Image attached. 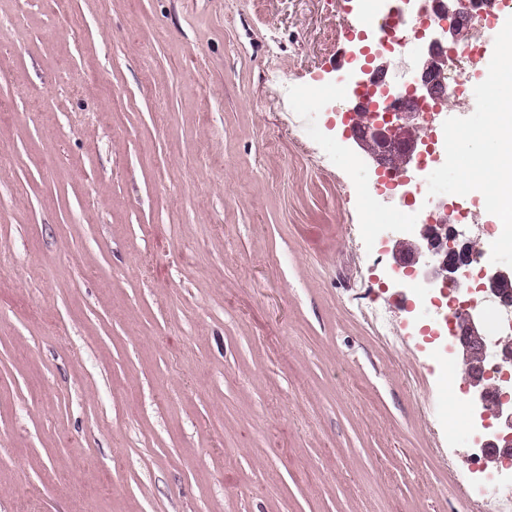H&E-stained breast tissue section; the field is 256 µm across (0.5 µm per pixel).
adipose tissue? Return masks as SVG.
<instances>
[{"label":"adipose tissue","instance_id":"1","mask_svg":"<svg viewBox=\"0 0 512 512\" xmlns=\"http://www.w3.org/2000/svg\"><path fill=\"white\" fill-rule=\"evenodd\" d=\"M493 131L491 139L472 137L462 132L458 140L479 162L480 174L469 183L488 206L493 207L499 221L494 226L496 242L512 245V99L501 102L489 113Z\"/></svg>","mask_w":512,"mask_h":512}]
</instances>
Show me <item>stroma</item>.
<instances>
[{
    "label": "stroma",
    "instance_id": "stroma-1",
    "mask_svg": "<svg viewBox=\"0 0 512 512\" xmlns=\"http://www.w3.org/2000/svg\"><path fill=\"white\" fill-rule=\"evenodd\" d=\"M364 3L0 0V512H483L387 243L428 207L328 108ZM472 166L428 195L512 272Z\"/></svg>",
    "mask_w": 512,
    "mask_h": 512
}]
</instances>
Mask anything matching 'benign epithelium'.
I'll return each instance as SVG.
<instances>
[{
  "label": "benign epithelium",
  "mask_w": 512,
  "mask_h": 512,
  "mask_svg": "<svg viewBox=\"0 0 512 512\" xmlns=\"http://www.w3.org/2000/svg\"><path fill=\"white\" fill-rule=\"evenodd\" d=\"M419 17L434 34L419 60L411 90L399 93L387 79L385 52H393L392 47L371 57L375 65L352 73L346 87V138L360 147L370 146L368 162L375 166V172L380 177L397 178L396 185L400 187L409 185L413 176L407 168L393 171L390 161L396 153L407 156L411 162L420 158L419 143L408 138L409 128L421 119L434 120L435 113L426 111L428 102L447 100L448 86L442 74L448 64V51L457 45L459 32L472 27L478 19L470 0H425ZM421 237L426 240L424 248L411 247L405 238L394 241L396 268L404 269L406 275L419 264L426 269L428 283H447L456 280L474 258L471 242L461 238V233L445 217L430 219ZM483 278L486 282L482 287L497 291L504 305L512 304V279L506 273L491 268ZM450 336L459 349L471 355L473 371L482 375L488 343L479 317L471 309H463L455 317ZM470 386L472 411L482 419L491 415L500 422L499 432L481 440L483 455L491 461L512 459V374L504 373L492 386L480 380L470 381Z\"/></svg>",
  "instance_id": "obj_1"
}]
</instances>
